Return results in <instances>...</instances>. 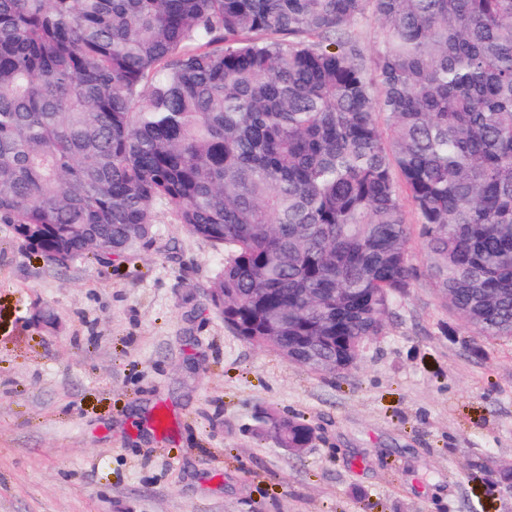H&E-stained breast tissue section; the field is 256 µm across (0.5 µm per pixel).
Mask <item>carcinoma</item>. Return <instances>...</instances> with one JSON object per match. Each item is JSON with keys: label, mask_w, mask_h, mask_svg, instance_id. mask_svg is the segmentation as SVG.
I'll return each mask as SVG.
<instances>
[{"label": "carcinoma", "mask_w": 512, "mask_h": 512, "mask_svg": "<svg viewBox=\"0 0 512 512\" xmlns=\"http://www.w3.org/2000/svg\"><path fill=\"white\" fill-rule=\"evenodd\" d=\"M160 207L224 253V324L314 374L386 334L414 236L474 352L512 340V0H0V224L62 269Z\"/></svg>", "instance_id": "carcinoma-1"}]
</instances>
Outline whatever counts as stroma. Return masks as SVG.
I'll return each instance as SVG.
<instances>
[{"label":"stroma","mask_w":512,"mask_h":512,"mask_svg":"<svg viewBox=\"0 0 512 512\" xmlns=\"http://www.w3.org/2000/svg\"><path fill=\"white\" fill-rule=\"evenodd\" d=\"M112 264L59 270L0 224V512H512L471 466L512 465V343L418 276L356 367L319 377L236 336L224 262L168 209ZM313 424L289 453L260 411Z\"/></svg>","instance_id":"obj_1"}]
</instances>
